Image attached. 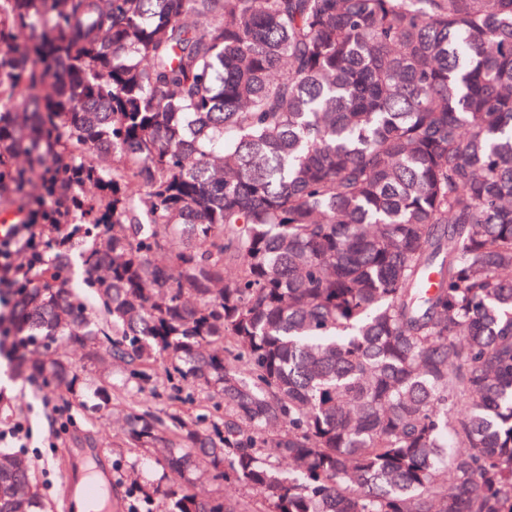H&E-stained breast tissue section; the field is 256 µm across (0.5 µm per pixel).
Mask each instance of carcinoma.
I'll return each instance as SVG.
<instances>
[{
	"mask_svg": "<svg viewBox=\"0 0 512 512\" xmlns=\"http://www.w3.org/2000/svg\"><path fill=\"white\" fill-rule=\"evenodd\" d=\"M48 162L91 294L57 248L15 335L164 360L202 412L118 447L253 492L133 473L145 512H512V0H0V200ZM32 484L0 448V512ZM188 478L191 487L206 496L211 495H242L243 490L238 486H225L216 483L209 482L204 475L196 468L190 474L186 476Z\"/></svg>",
	"mask_w": 512,
	"mask_h": 512,
	"instance_id": "1",
	"label": "carcinoma"
}]
</instances>
